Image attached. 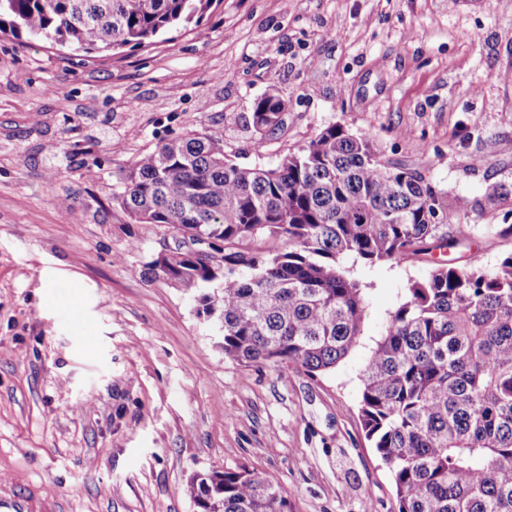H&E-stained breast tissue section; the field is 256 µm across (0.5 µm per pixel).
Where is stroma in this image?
<instances>
[{
  "instance_id": "stroma-1",
  "label": "stroma",
  "mask_w": 512,
  "mask_h": 512,
  "mask_svg": "<svg viewBox=\"0 0 512 512\" xmlns=\"http://www.w3.org/2000/svg\"><path fill=\"white\" fill-rule=\"evenodd\" d=\"M278 87L284 131L245 119ZM472 207L465 260L496 266L493 186H512V0H218L200 27L84 54L0 33V477L73 512H199L190 478L258 470L295 512H397L360 418L362 374L421 260L357 269L358 346L316 376L225 360L197 293L152 273L179 237L112 205L164 138L217 127L272 165L328 125Z\"/></svg>"
}]
</instances>
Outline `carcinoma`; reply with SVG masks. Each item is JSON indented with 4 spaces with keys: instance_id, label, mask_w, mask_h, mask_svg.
I'll return each mask as SVG.
<instances>
[{
    "instance_id": "obj_1",
    "label": "carcinoma",
    "mask_w": 512,
    "mask_h": 512,
    "mask_svg": "<svg viewBox=\"0 0 512 512\" xmlns=\"http://www.w3.org/2000/svg\"><path fill=\"white\" fill-rule=\"evenodd\" d=\"M217 0H0V32L87 54L145 47L200 26ZM271 89L247 119L257 144L285 127ZM510 206L497 233L512 237ZM112 202L160 224L180 246L152 267L175 285L214 284L198 313L220 324L224 358L275 370L336 367L357 345L367 303L354 267L432 256L466 242L445 223L448 195L421 174L382 161L370 135L320 130L272 166L245 167L218 129L162 141L123 169ZM281 239L264 251L257 242ZM360 416L389 470L398 512H512V252L488 271L432 262L390 314L362 375ZM201 512H293L280 487L250 470L194 475Z\"/></svg>"
}]
</instances>
